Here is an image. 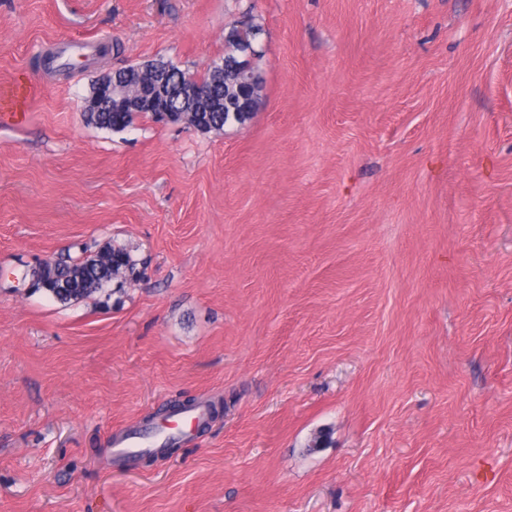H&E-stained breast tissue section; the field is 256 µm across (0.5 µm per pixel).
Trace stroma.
Here are the masks:
<instances>
[{
    "instance_id": "35a3bbf8",
    "label": "stroma",
    "mask_w": 512,
    "mask_h": 512,
    "mask_svg": "<svg viewBox=\"0 0 512 512\" xmlns=\"http://www.w3.org/2000/svg\"><path fill=\"white\" fill-rule=\"evenodd\" d=\"M243 19L245 124L84 120L104 73L203 75ZM28 83L0 121V512H512V0H0V95ZM104 247L135 281L31 288ZM188 398L223 410L116 458ZM164 439L158 434L154 437H144L135 430L125 432L120 430L112 435V446L117 457H124L127 460L133 459L135 455L143 452H159L166 446ZM163 446V447H162Z\"/></svg>"
}]
</instances>
